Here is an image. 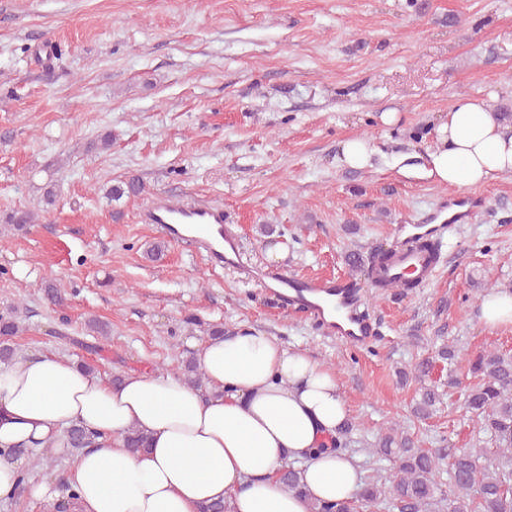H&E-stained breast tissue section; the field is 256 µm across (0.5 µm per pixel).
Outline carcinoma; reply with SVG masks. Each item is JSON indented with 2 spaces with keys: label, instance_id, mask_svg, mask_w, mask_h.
I'll return each mask as SVG.
<instances>
[{
  "label": "carcinoma",
  "instance_id": "1",
  "mask_svg": "<svg viewBox=\"0 0 512 512\" xmlns=\"http://www.w3.org/2000/svg\"><path fill=\"white\" fill-rule=\"evenodd\" d=\"M144 184L130 178L112 186L109 195L120 199L136 196ZM34 222L30 210H14L7 223L18 230ZM20 333L13 313H0V360L9 362L18 354L9 343ZM470 371L480 376L467 394L465 408L481 421L480 430L488 438L494 456L484 448H458L448 468V488L440 480L441 449L422 450L411 445V439L398 425L371 445L369 452L392 462L388 484L369 480L349 501L329 503L315 501L310 512H380L388 507L394 512H512V355L484 350L469 359ZM184 379L197 388H207L195 357L180 361ZM438 394L425 389L416 414L427 418L433 413ZM95 437L84 427L67 430V448L79 453L93 446ZM280 480L289 491L301 490L300 469L287 462L280 470Z\"/></svg>",
  "mask_w": 512,
  "mask_h": 512
}]
</instances>
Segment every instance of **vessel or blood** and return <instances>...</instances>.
Here are the masks:
<instances>
[{
	"label": "vessel or blood",
	"mask_w": 512,
	"mask_h": 512,
	"mask_svg": "<svg viewBox=\"0 0 512 512\" xmlns=\"http://www.w3.org/2000/svg\"><path fill=\"white\" fill-rule=\"evenodd\" d=\"M139 220L155 225L168 240L203 254L212 266L238 270L245 267L241 241L226 225L221 206L161 194L140 211ZM394 231L398 241L384 279L394 281L401 274L415 272L421 280H428L437 261L431 253L414 249V225L398 224ZM255 279L271 295L287 299L289 305L340 340L355 346L374 340L375 329L361 312L363 292L348 278L259 273Z\"/></svg>",
	"instance_id": "b4317fda"
}]
</instances>
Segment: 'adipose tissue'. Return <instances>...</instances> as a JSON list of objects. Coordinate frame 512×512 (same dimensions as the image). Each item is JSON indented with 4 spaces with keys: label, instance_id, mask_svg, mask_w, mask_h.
<instances>
[{
    "label": "adipose tissue",
    "instance_id": "1",
    "mask_svg": "<svg viewBox=\"0 0 512 512\" xmlns=\"http://www.w3.org/2000/svg\"><path fill=\"white\" fill-rule=\"evenodd\" d=\"M436 135L426 174L439 183L464 192L512 174V127L484 102L457 100ZM197 362L211 394L176 374L114 383L66 356H19L0 365V448L57 451L66 427L92 432L68 473L74 512H198L222 499L234 512H309L353 498L361 476L334 444L348 410L332 369L253 329L208 338ZM132 427L149 439L137 453L123 441ZM288 461L301 491L277 480Z\"/></svg>",
    "mask_w": 512,
    "mask_h": 512
}]
</instances>
